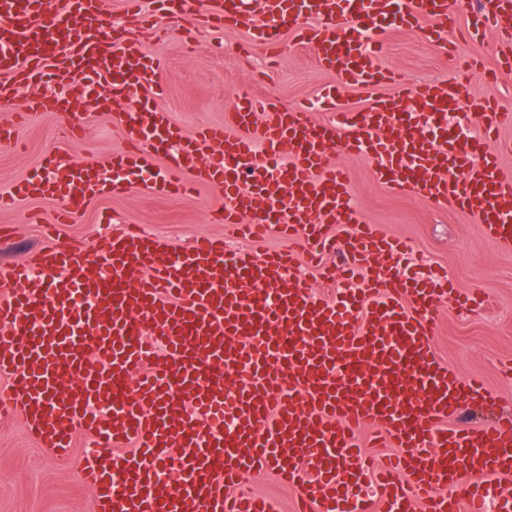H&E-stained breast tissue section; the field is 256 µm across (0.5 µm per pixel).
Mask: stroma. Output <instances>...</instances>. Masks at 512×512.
I'll list each match as a JSON object with an SVG mask.
<instances>
[{
    "mask_svg": "<svg viewBox=\"0 0 512 512\" xmlns=\"http://www.w3.org/2000/svg\"><path fill=\"white\" fill-rule=\"evenodd\" d=\"M170 27V36L144 32L139 40L144 50L162 62L155 77L161 89L160 107L188 135L224 123L240 96L272 97L289 107L302 100L315 103L336 82L333 74L318 68L311 52L289 29L282 33L277 62L270 70L265 66L266 47L249 42L244 31L199 23L191 29L193 44L188 47L178 33V22ZM380 39L379 66L397 70L413 82L443 78L462 84L458 114L450 123L464 135L478 133L484 101L495 99L512 108V79L491 82L481 69L463 75L454 61L455 56L475 54L481 68H491L500 55L512 52V46L488 37L478 44L458 43L450 53L417 31L401 27L388 29ZM53 89L52 83H42L24 90L22 96L0 100V126L9 129L12 137L0 145V192L29 175L45 153H57L66 164L102 166L125 150L116 102L106 112L92 102L77 113L74 121L83 133L76 138L62 134L51 112L18 120L27 98ZM335 159L348 174L352 201L368 224L383 236L409 244L423 268L445 273L458 293L484 296V304L476 307H462L452 298L441 304L433 350L458 375L482 377L494 393L492 400L473 406L466 421L477 425L512 414V380L501 374L503 365L512 360V248L491 239L464 211L442 207L426 196L388 192L375 181L367 158L339 150ZM219 203L220 195L212 188L199 189L187 198L147 193L134 175L128 176L124 193L88 201L68 224L56 221L60 201H26L0 211V226L16 230L15 236L0 238V267L40 246L51 228L64 238L93 240L105 230L99 222L105 211L178 247L202 236L220 237L223 225L212 223L209 216ZM245 480L276 512H293V495L274 469L252 471ZM0 512H94L92 494L78 480L73 460L59 459L39 447L18 419L0 418Z\"/></svg>",
    "mask_w": 512,
    "mask_h": 512,
    "instance_id": "35a3bbf8",
    "label": "stroma"
}]
</instances>
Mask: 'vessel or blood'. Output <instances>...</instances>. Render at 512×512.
Segmentation results:
<instances>
[{
	"label": "vessel or blood",
	"instance_id": "b4317fda",
	"mask_svg": "<svg viewBox=\"0 0 512 512\" xmlns=\"http://www.w3.org/2000/svg\"><path fill=\"white\" fill-rule=\"evenodd\" d=\"M127 4L138 26L196 13L194 0H153L149 10L142 0ZM111 6L0 0V66L10 74L1 99L44 78L69 86L25 109L56 113L75 135L82 128L73 109L95 100L100 82L129 104L119 126L128 148L109 163L115 178L95 165L61 169L50 153L0 193V210L57 199L70 216L79 203L123 192L127 169L147 192L178 196L188 173L219 191L214 222L245 239L274 226L331 246L349 269L365 272L366 284L331 299L291 274V252L258 255L216 237L176 248L122 230L45 245L0 268V413L21 418L52 453L76 456L95 512H272L269 501L237 490L246 471L283 458L297 512H374L369 478L385 512L415 504L420 512H487L492 500L512 512V489L487 482L512 475V415L461 424L466 407L492 394L432 349V312L452 292L447 279L402 273L406 245L364 223L332 162L337 131L347 129L340 145L367 156L382 185L462 209L512 246V180L491 145L512 126V110L487 103L478 137H427L417 121L403 120L405 101L444 120L460 85L409 84L375 64L390 18L450 47L457 0H218L204 23L247 30L272 53L281 30L296 28L319 68L336 75L328 99L355 86L372 104L317 123L305 105L244 97L229 115L233 132L206 127L192 136L157 104L160 60L132 38H115ZM469 31L512 43V0H480ZM387 84L397 95L381 94ZM335 224L351 225L352 234L329 237ZM367 427L396 449L376 467L360 450ZM79 433L92 445L77 455ZM124 443L131 451L116 455Z\"/></svg>",
	"mask_w": 512,
	"mask_h": 512
}]
</instances>
